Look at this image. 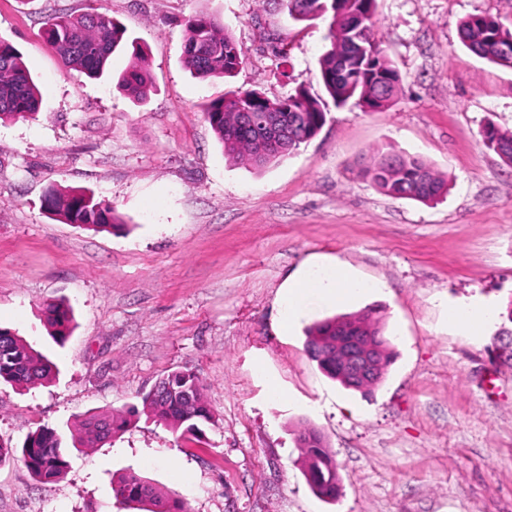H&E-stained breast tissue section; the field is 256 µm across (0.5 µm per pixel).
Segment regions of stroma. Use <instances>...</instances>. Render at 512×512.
I'll return each mask as SVG.
<instances>
[{"label": "stroma", "instance_id": "stroma-1", "mask_svg": "<svg viewBox=\"0 0 512 512\" xmlns=\"http://www.w3.org/2000/svg\"><path fill=\"white\" fill-rule=\"evenodd\" d=\"M89 9L142 47L155 78L145 101L116 87L130 51L92 79L46 41L48 16ZM198 15L242 48L233 77L184 67V24ZM472 15L512 27V0H376L372 37L401 77L394 102L328 106L314 138L259 168L225 158L202 109L238 90L326 99L325 21L294 22L281 0H0V38L42 93L37 114L0 121V327L58 368L44 384L0 385V442L21 446L41 426L68 439L90 412L140 409L115 441L72 451L54 482L0 465V512H148L112 494L130 471L188 512H512V166L482 136L512 131V69L461 42ZM390 150L425 160L446 193L423 203L377 189L360 166ZM52 187L108 200L118 228L63 223L42 206ZM317 258L366 289L280 332L281 289ZM474 302L497 311L475 334L448 319ZM49 303L72 311L65 345L50 337ZM368 308L394 358L365 396L319 370L305 329ZM173 371L204 388L203 442L140 408ZM307 428L338 464L336 500L306 480Z\"/></svg>", "mask_w": 512, "mask_h": 512}]
</instances>
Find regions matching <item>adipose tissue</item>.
<instances>
[{"label": "adipose tissue", "mask_w": 512, "mask_h": 512, "mask_svg": "<svg viewBox=\"0 0 512 512\" xmlns=\"http://www.w3.org/2000/svg\"><path fill=\"white\" fill-rule=\"evenodd\" d=\"M359 281L347 268L326 261H317L288 280L282 298L279 316L280 329L299 319L311 302L331 305L359 295Z\"/></svg>", "instance_id": "obj_1"}]
</instances>
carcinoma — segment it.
<instances>
[{
	"label": "carcinoma",
	"instance_id": "carcinoma-1",
	"mask_svg": "<svg viewBox=\"0 0 512 512\" xmlns=\"http://www.w3.org/2000/svg\"><path fill=\"white\" fill-rule=\"evenodd\" d=\"M289 16L297 21L325 18L329 48L322 55L320 76L333 103L342 107L350 101L369 110H381L392 102L400 84V75L372 38L373 0H284ZM364 17L357 29L348 24V16ZM46 40L57 50L64 64L78 68L92 78L101 76L116 49L131 45L139 57L142 47L128 42L127 30L120 23L98 12L51 16L45 22ZM462 43L477 56L495 64L512 62V28L486 15H472L459 26ZM244 61V52L235 40L221 31L208 16L188 19L184 29L183 64L197 78H228ZM117 87L129 97L143 101L153 87L149 70L135 64L120 74ZM41 94L31 78L18 49L0 38V119L32 116L39 110ZM204 116L224 156L247 160L264 167L292 154L300 144L317 135L325 122V105L304 92L272 101L256 90L236 91L208 103ZM485 143L512 166V133L493 126L483 131ZM364 174L389 195L429 202L447 188L446 182L423 159L404 152H386L374 157ZM46 206L66 224H83L92 229L114 226L112 206L96 200L82 190L45 196ZM51 338L60 346L71 335L72 312L62 303L43 308ZM356 336L382 335L374 310L352 316L336 315L314 323L306 330V350L322 351L336 333ZM51 360L26 340L0 328V383L24 386L40 384L54 374ZM143 405L152 415L187 441L202 436V425L212 420L203 388L191 372L175 371L157 379L142 394ZM137 416L131 407L124 413L93 412L79 422L81 436L73 447L112 440L121 435ZM305 455V475L314 492L333 500L340 490L336 461L323 437L314 429L299 435ZM20 458L29 472L43 483L54 481L69 466V451L63 446L57 429L39 427L25 438L22 447L0 444V463ZM116 500L122 505L147 501L160 506L157 512H187L179 497L160 499L151 484L135 473L112 480Z\"/></svg>",
	"mask_w": 512,
	"mask_h": 512
}]
</instances>
